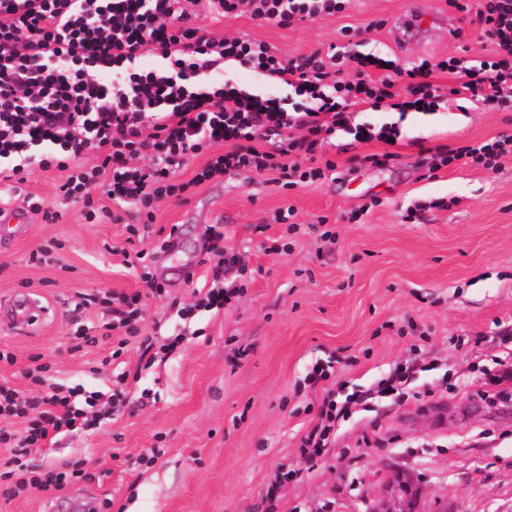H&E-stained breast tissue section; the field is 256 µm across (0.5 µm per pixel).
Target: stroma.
I'll use <instances>...</instances> for the list:
<instances>
[{
    "label": "stroma",
    "instance_id": "obj_1",
    "mask_svg": "<svg viewBox=\"0 0 512 512\" xmlns=\"http://www.w3.org/2000/svg\"><path fill=\"white\" fill-rule=\"evenodd\" d=\"M409 5L348 0L341 13L287 28L207 11L200 23L217 36L265 42L286 59L334 51L409 68L496 58L478 23L481 0H429L455 17L457 31L435 30L406 50L394 22ZM386 123L400 127L396 145L355 140L357 126ZM502 134L512 135V109L479 100L404 117L358 106L316 154V166L337 164L323 179L286 189L271 175L231 170L193 187L201 154L171 177L186 191L157 202L154 222L133 241L125 222L87 221L83 202L60 190L64 172L36 169L21 191L1 193L0 204L30 196L39 209L24 237L0 243V303L24 293L50 312L25 330L0 326V348L16 356L0 365V383L28 390L25 373L38 355L49 385L88 396L115 389L122 376L127 396L103 405L91 427L30 451L42 466L80 461L90 481L51 496L0 497V512H85L93 500L107 512H386L410 500L418 512H512V155L494 170L425 165L435 150ZM389 151L386 164L368 160ZM418 204L420 222H403ZM290 207L291 224L278 222ZM172 230L178 252L152 265L164 286L158 297L127 257L152 251ZM52 241V260L33 263L31 253ZM211 243L239 253L238 295L184 316L214 285L215 258L203 251ZM188 265L196 268L190 281ZM103 292L142 293V336L156 347L176 341L173 352L155 361L134 339L110 359L118 341L108 332L111 311L95 302L74 317L67 303ZM79 327L96 342L75 351ZM318 361L331 366L324 389L344 396L375 391L411 362L422 369L408 398L369 399L310 463L300 443L322 395L303 379ZM150 453L155 462L140 463ZM285 472L291 480L268 498Z\"/></svg>",
    "mask_w": 512,
    "mask_h": 512
}]
</instances>
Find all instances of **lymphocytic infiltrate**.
<instances>
[{"mask_svg":"<svg viewBox=\"0 0 512 512\" xmlns=\"http://www.w3.org/2000/svg\"><path fill=\"white\" fill-rule=\"evenodd\" d=\"M201 0H0V183L24 182L33 169L65 172V198L102 188L118 205L153 221L156 203L173 192L170 177L189 157L210 150L192 178L201 184L230 170L277 173L285 186L311 184L335 162L303 168L326 135L348 123V110L394 101L400 113H430L442 101L481 100L493 108L512 106V0H485L478 20L485 36L503 52L498 60L464 66L456 58L403 70L405 97H398L388 60L365 57L354 78L343 76L342 57L281 59L266 43L214 37L197 26ZM226 17L249 14L262 24L289 27L297 21L344 11V0H210ZM158 60L144 70L142 53ZM233 62L291 87L302 99L289 108L284 97L238 89L223 77ZM383 69L369 79L366 66ZM447 75V84L431 73ZM279 136L273 151L253 144L255 132ZM48 144V152L33 146ZM223 153H214V146ZM95 152L96 162L82 158ZM512 154V137L499 136L434 155L430 171L477 163L494 169ZM352 393L337 400L323 394L319 421L301 440L302 456L315 460L331 443L334 428L363 406ZM27 421L16 433L8 420ZM75 389L54 388L32 396L0 385V491L13 498L34 488L46 493L84 479L79 463L48 470L28 463L31 448L62 433L90 426Z\"/></svg>","mask_w":512,"mask_h":512,"instance_id":"obj_1","label":"lymphocytic infiltrate"}]
</instances>
